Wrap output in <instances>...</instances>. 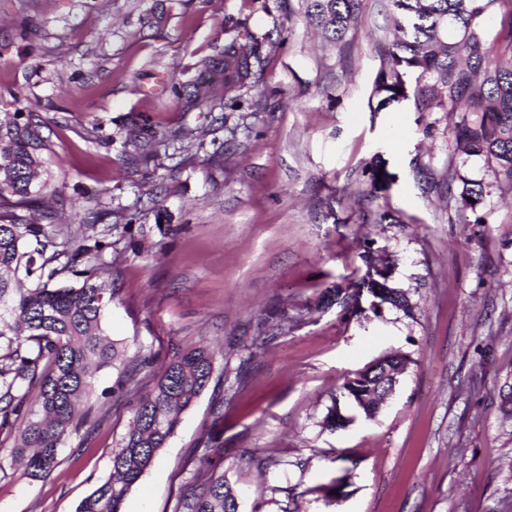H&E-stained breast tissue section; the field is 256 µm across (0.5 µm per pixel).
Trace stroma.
<instances>
[{"label":"stroma","instance_id":"obj_1","mask_svg":"<svg viewBox=\"0 0 512 512\" xmlns=\"http://www.w3.org/2000/svg\"><path fill=\"white\" fill-rule=\"evenodd\" d=\"M156 8L0 0V113L49 126L45 205L66 223L103 211L90 233L107 247L81 265L108 271L115 300L102 326L138 384L117 398V370L95 374L97 420L45 480L12 466L14 442L0 434V512H76L108 475L140 394L175 346L199 340L216 349L212 379L122 512H172L213 436L239 512H512V192L492 189L485 223H472L458 178L493 176L483 159L455 155L453 117L409 101L371 111L391 0H362L342 49L314 34L303 0H168L161 25L145 28ZM228 12L283 38L239 110L184 111L169 83L223 46ZM134 121L159 133L198 126L203 143L145 165L124 145ZM377 156L384 189L368 171ZM364 240L387 255L412 312L317 309L322 291L364 269ZM257 336L268 343L254 354ZM390 353L410 363L370 420L337 394ZM240 366L244 380L230 385ZM334 404L345 428L323 425Z\"/></svg>","mask_w":512,"mask_h":512}]
</instances>
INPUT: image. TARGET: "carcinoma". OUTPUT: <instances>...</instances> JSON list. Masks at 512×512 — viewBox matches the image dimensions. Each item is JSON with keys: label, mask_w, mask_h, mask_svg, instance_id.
Wrapping results in <instances>:
<instances>
[{"label": "carcinoma", "mask_w": 512, "mask_h": 512, "mask_svg": "<svg viewBox=\"0 0 512 512\" xmlns=\"http://www.w3.org/2000/svg\"><path fill=\"white\" fill-rule=\"evenodd\" d=\"M306 17L334 43L346 42L361 0H304ZM407 15L409 29L393 16L398 36L382 48L385 65L372 91L373 108L382 112L407 98L405 71L416 74L413 101L419 112H461L453 124L454 152L484 158L499 188L512 189V0H393ZM508 7L509 37L499 45L485 40L488 18ZM224 48L197 65L194 79L175 80L170 93L186 112L206 104L235 111L237 92L260 82L266 45L274 28L258 35L241 14H224ZM45 121L34 112L6 113L0 118V434L25 426L15 439V458L32 480L48 478L58 464L63 443L82 424L94 422L92 408L77 404L93 393L92 378L122 360L125 348L102 328L103 314L115 299L103 272L76 269L80 258L108 247L86 234L92 225L60 224L47 229L30 222L25 212L44 198L40 180L49 140ZM199 128L182 126L156 139L151 130L129 129L125 144L142 161L160 157V148L198 138ZM463 209L478 214L491 184L458 176ZM72 274L76 284L60 279ZM389 291V304L412 310L408 298L384 278L363 275L352 288L329 291L330 301L346 312L362 291ZM215 366L210 348L191 344L174 351L154 387L138 401L132 422L113 451L107 477L77 506L76 512H121L131 487L150 468L174 435L181 415L211 381ZM377 384L363 372L349 396L368 417L379 410L369 397ZM219 446H206L191 492L179 497L173 512H239L234 485L213 461Z\"/></svg>", "instance_id": "1"}]
</instances>
